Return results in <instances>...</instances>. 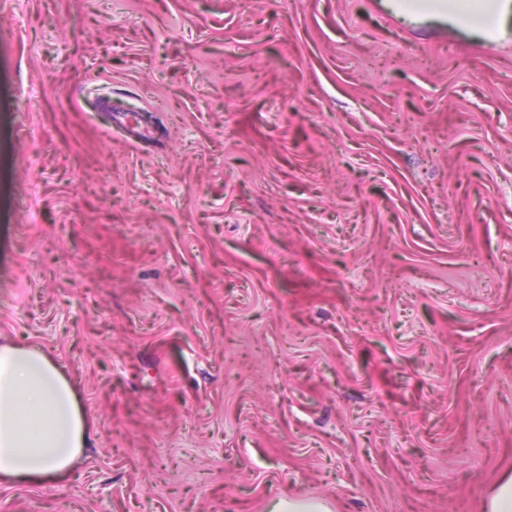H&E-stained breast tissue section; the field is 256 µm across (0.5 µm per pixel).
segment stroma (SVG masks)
Here are the masks:
<instances>
[{"label":"stroma","mask_w":512,"mask_h":512,"mask_svg":"<svg viewBox=\"0 0 512 512\" xmlns=\"http://www.w3.org/2000/svg\"><path fill=\"white\" fill-rule=\"evenodd\" d=\"M6 340L89 438L0 512H483L512 476V28L0 0ZM330 506L322 499L291 498L279 499L271 512H330Z\"/></svg>","instance_id":"1"}]
</instances>
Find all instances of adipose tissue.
<instances>
[{
    "label": "adipose tissue",
    "mask_w": 512,
    "mask_h": 512,
    "mask_svg": "<svg viewBox=\"0 0 512 512\" xmlns=\"http://www.w3.org/2000/svg\"><path fill=\"white\" fill-rule=\"evenodd\" d=\"M421 20L446 17L495 40L512 20V0H404ZM88 432L73 389L39 348L0 342V479L40 481L69 470Z\"/></svg>",
    "instance_id": "1"
}]
</instances>
